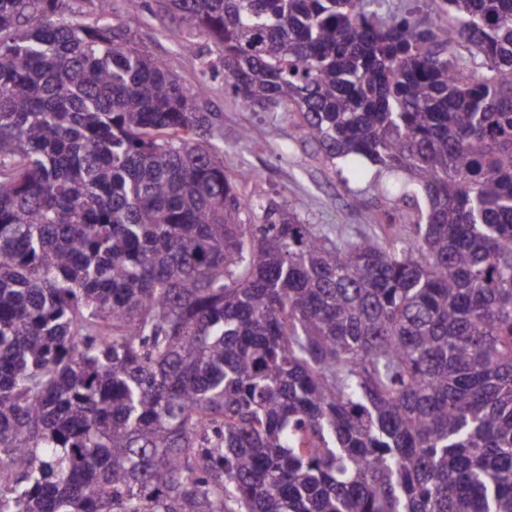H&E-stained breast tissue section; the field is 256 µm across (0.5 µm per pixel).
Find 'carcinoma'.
Masks as SVG:
<instances>
[{
	"instance_id": "obj_1",
	"label": "carcinoma",
	"mask_w": 512,
	"mask_h": 512,
	"mask_svg": "<svg viewBox=\"0 0 512 512\" xmlns=\"http://www.w3.org/2000/svg\"><path fill=\"white\" fill-rule=\"evenodd\" d=\"M90 2L0 0V512H512V0H167L372 235ZM148 0L134 28L141 49L169 65L187 87L204 82L213 112H220L224 130V170L253 169L259 177L244 186L253 197L276 196L301 211L307 224H331L340 232H368L379 224V211L358 202L350 189L364 187L348 172V186L330 172L313 145L300 141L288 121L271 112L247 110L226 89L224 73H204V62L219 57V45L186 24L165 27L154 16L158 2ZM186 41L195 44L193 53L182 51ZM248 128L252 138L245 146L236 145L238 133Z\"/></svg>"
}]
</instances>
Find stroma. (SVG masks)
<instances>
[{
  "instance_id": "stroma-1",
  "label": "stroma",
  "mask_w": 512,
  "mask_h": 512,
  "mask_svg": "<svg viewBox=\"0 0 512 512\" xmlns=\"http://www.w3.org/2000/svg\"><path fill=\"white\" fill-rule=\"evenodd\" d=\"M157 0H148L134 28L141 49L169 65L185 86L206 84L212 111L224 130V167L252 169L258 177L244 187L253 197L274 196L299 208L310 224H329L338 232H367L379 221L378 210L358 202L349 186L330 172L313 145L299 140L287 120L261 110H248L227 90L223 72H206V61L217 60L218 44L188 25L167 27L155 16ZM193 42L194 52L182 50ZM252 138L243 146L236 139L242 129Z\"/></svg>"
}]
</instances>
